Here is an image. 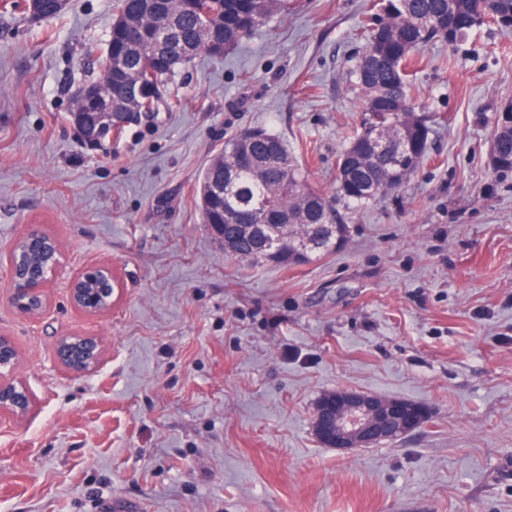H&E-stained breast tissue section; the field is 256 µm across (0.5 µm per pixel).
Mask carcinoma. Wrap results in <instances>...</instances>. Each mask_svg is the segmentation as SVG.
I'll use <instances>...</instances> for the list:
<instances>
[{"label": "carcinoma", "instance_id": "cac0c4a2", "mask_svg": "<svg viewBox=\"0 0 512 512\" xmlns=\"http://www.w3.org/2000/svg\"><path fill=\"white\" fill-rule=\"evenodd\" d=\"M294 0H122L102 52L100 77L74 89V107L85 90L112 94L116 112L147 113L152 89L205 53L222 57L276 16L285 18ZM388 22L363 26V55L353 71L362 95L360 127L338 156L336 192L314 188L303 167L277 135L261 127L235 135L208 160L198 186L204 223L224 225L235 256L254 264L295 262L267 249V234L284 224L311 232L322 224L347 225L351 206L368 205L397 190L429 152L430 127L412 93L409 63L435 42L448 41L486 23L504 27L512 0H380ZM388 136L385 150L373 145L376 129ZM492 154L512 161V127H497ZM233 182L230 192L204 196L206 183Z\"/></svg>", "mask_w": 512, "mask_h": 512}]
</instances>
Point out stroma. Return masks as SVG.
Segmentation results:
<instances>
[{"mask_svg": "<svg viewBox=\"0 0 512 512\" xmlns=\"http://www.w3.org/2000/svg\"><path fill=\"white\" fill-rule=\"evenodd\" d=\"M229 55L166 79L154 112L99 141L71 93L121 0H67L33 22L0 7V260L30 225L64 270L30 317L0 270V333L34 412L0 421V512H512V171L490 161L512 102V30L429 45L412 69L429 155L397 191L351 208L342 249L301 266L226 254L198 177L261 126L336 187L359 124L350 75L372 0H295ZM112 266V308H76L83 267ZM103 344L69 372L56 339ZM345 389L426 406L369 448L325 447L312 425Z\"/></svg>", "mask_w": 512, "mask_h": 512, "instance_id": "obj_1", "label": "stroma"}]
</instances>
